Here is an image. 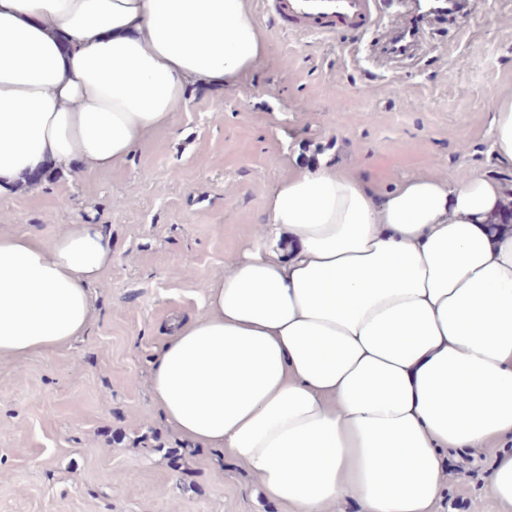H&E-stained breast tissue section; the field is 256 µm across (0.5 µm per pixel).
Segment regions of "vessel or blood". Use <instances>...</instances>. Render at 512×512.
I'll return each instance as SVG.
<instances>
[{
    "label": "vessel or blood",
    "mask_w": 512,
    "mask_h": 512,
    "mask_svg": "<svg viewBox=\"0 0 512 512\" xmlns=\"http://www.w3.org/2000/svg\"><path fill=\"white\" fill-rule=\"evenodd\" d=\"M263 12L285 30L333 35L366 31L379 22L381 0H260ZM434 14L415 0H398L388 20L387 40L420 36Z\"/></svg>",
    "instance_id": "b4317fda"
}]
</instances>
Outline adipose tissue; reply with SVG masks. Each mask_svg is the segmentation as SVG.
<instances>
[{
	"instance_id": "adipose-tissue-1",
	"label": "adipose tissue",
	"mask_w": 512,
	"mask_h": 512,
	"mask_svg": "<svg viewBox=\"0 0 512 512\" xmlns=\"http://www.w3.org/2000/svg\"><path fill=\"white\" fill-rule=\"evenodd\" d=\"M265 53L246 0H0V195L124 163ZM494 112L512 165V95ZM511 201L479 176L377 195L324 161L292 171L203 313L171 324L150 371L167 426L294 512H432L453 450L497 443L487 485L512 512V231L491 226ZM112 263L100 224L0 230V360L87 335Z\"/></svg>"
}]
</instances>
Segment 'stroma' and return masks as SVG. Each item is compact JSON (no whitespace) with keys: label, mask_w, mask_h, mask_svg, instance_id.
I'll return each mask as SVG.
<instances>
[{"label":"stroma","mask_w":512,"mask_h":512,"mask_svg":"<svg viewBox=\"0 0 512 512\" xmlns=\"http://www.w3.org/2000/svg\"><path fill=\"white\" fill-rule=\"evenodd\" d=\"M267 50L236 84L197 96L120 166L48 174L0 197V229L51 239L90 221L114 262L92 289L86 336L21 364L0 361V512H284L216 448L173 433L149 375L173 315L203 310L205 278L263 223L267 194L319 160L382 193L429 172L512 191L491 151L492 106L512 92V0H472L414 52L371 36L279 30L247 0ZM497 445L472 451L434 512H501L485 484ZM457 452V459H464Z\"/></svg>","instance_id":"obj_1"}]
</instances>
